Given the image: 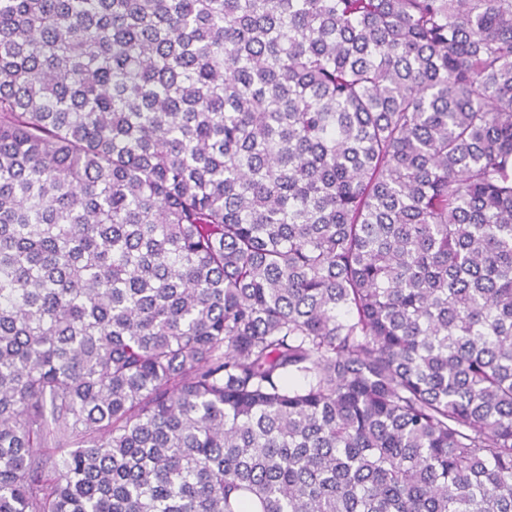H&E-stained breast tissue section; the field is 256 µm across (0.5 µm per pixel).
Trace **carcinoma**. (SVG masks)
I'll return each mask as SVG.
<instances>
[{"label": "carcinoma", "mask_w": 512, "mask_h": 512, "mask_svg": "<svg viewBox=\"0 0 512 512\" xmlns=\"http://www.w3.org/2000/svg\"><path fill=\"white\" fill-rule=\"evenodd\" d=\"M0 512H512V0H0Z\"/></svg>", "instance_id": "cac0c4a2"}]
</instances>
